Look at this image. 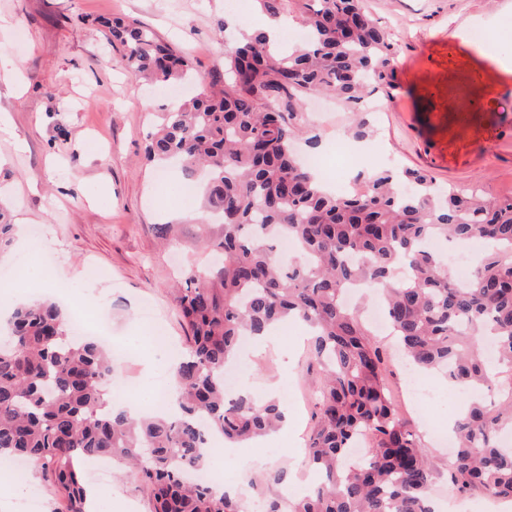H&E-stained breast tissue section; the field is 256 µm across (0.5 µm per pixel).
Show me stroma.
I'll return each mask as SVG.
<instances>
[{
	"label": "stroma",
	"mask_w": 512,
	"mask_h": 512,
	"mask_svg": "<svg viewBox=\"0 0 512 512\" xmlns=\"http://www.w3.org/2000/svg\"><path fill=\"white\" fill-rule=\"evenodd\" d=\"M372 19L395 48L396 88L379 94L370 143L400 167L422 168L441 185L482 181L487 196H512V72L450 39L458 28L486 23L498 48L512 53V0H366ZM257 17L254 0H0V114L16 129L0 136V204L18 226V243L0 254V270L16 277L0 287V312L22 297L56 301L67 313L83 307L112 341L116 401L149 408L170 386L171 352L187 331L173 289L180 266L208 259L195 246L197 200L185 197V176L145 155L146 137L171 103L163 86L131 76L122 52L110 46L101 19H136L186 54L198 74L223 67L237 32L229 14ZM182 227L185 246L174 252L160 224ZM43 235L23 245L27 227ZM152 314H143L141 302ZM273 342L254 339L248 369L255 391L278 383L295 414L288 445L302 450L311 425L306 396L318 377L308 366L303 328L279 325ZM432 402L400 404L422 435L436 471L431 497L438 512H458L448 488L452 450L441 434L461 410L457 390L428 374ZM223 467L225 480L247 470L251 480L285 469L290 480L269 486L281 496L307 480L301 458L245 448ZM100 512H151L147 488L112 472L100 490Z\"/></svg>",
	"instance_id": "35a3bbf8"
}]
</instances>
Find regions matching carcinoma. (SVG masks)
Masks as SVG:
<instances>
[{
	"mask_svg": "<svg viewBox=\"0 0 512 512\" xmlns=\"http://www.w3.org/2000/svg\"><path fill=\"white\" fill-rule=\"evenodd\" d=\"M273 21L298 12L310 33L288 51L255 31L224 55V68L200 79L192 98L148 135L149 161L176 160L204 175L207 247L218 256L188 269L177 302L191 336L172 372L177 408L153 416L115 412L104 386L111 353L70 337L54 302L16 308L0 346V456H32L66 501L89 512L81 462L107 457L147 484L153 512H242L239 498L188 475L203 470L204 448L278 428L279 402L230 399L224 369L241 337L264 336L298 318L312 328L309 355L322 380L313 387L305 462L319 483L288 501L264 499L262 512H434V469L386 384V349L341 299L347 286L379 289L405 358L441 371L469 393L483 388L454 422L448 483L458 492L512 499V198L448 192L434 202L422 169L384 167L343 195L322 189L293 153L309 134L305 100L327 92L356 113L350 134L371 133L366 101L395 87L393 44L365 0H256ZM140 78L172 83L192 64L136 20L105 22ZM287 238L300 259L287 266L276 247ZM480 239L486 250L470 279L455 281L428 244ZM371 447L348 458L363 433Z\"/></svg>",
	"mask_w": 512,
	"mask_h": 512,
	"instance_id": "obj_1",
	"label": "carcinoma"
}]
</instances>
